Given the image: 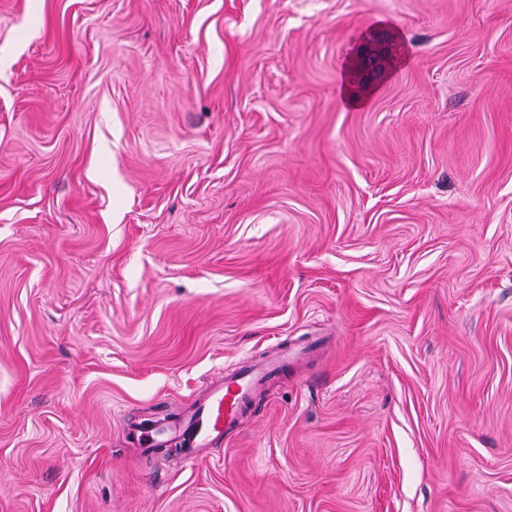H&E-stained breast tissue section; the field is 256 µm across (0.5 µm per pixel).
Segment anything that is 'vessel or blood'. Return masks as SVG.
<instances>
[{
  "label": "vessel or blood",
  "mask_w": 512,
  "mask_h": 512,
  "mask_svg": "<svg viewBox=\"0 0 512 512\" xmlns=\"http://www.w3.org/2000/svg\"><path fill=\"white\" fill-rule=\"evenodd\" d=\"M285 365L274 357L260 365L225 374L212 384L205 399L189 415L174 422L173 431L182 433L187 457H196L199 450L222 441L225 433L241 420L256 388Z\"/></svg>",
  "instance_id": "b4317fda"
}]
</instances>
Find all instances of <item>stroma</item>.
I'll return each instance as SVG.
<instances>
[{
	"mask_svg": "<svg viewBox=\"0 0 512 512\" xmlns=\"http://www.w3.org/2000/svg\"><path fill=\"white\" fill-rule=\"evenodd\" d=\"M0 512H512V0H0ZM288 363V357H274L260 365L228 373L212 384L205 399L189 415L173 423L172 429L183 435L184 451L193 459L200 449L210 448L224 439L243 417L256 388Z\"/></svg>",
	"mask_w": 512,
	"mask_h": 512,
	"instance_id": "obj_1",
	"label": "stroma"
}]
</instances>
